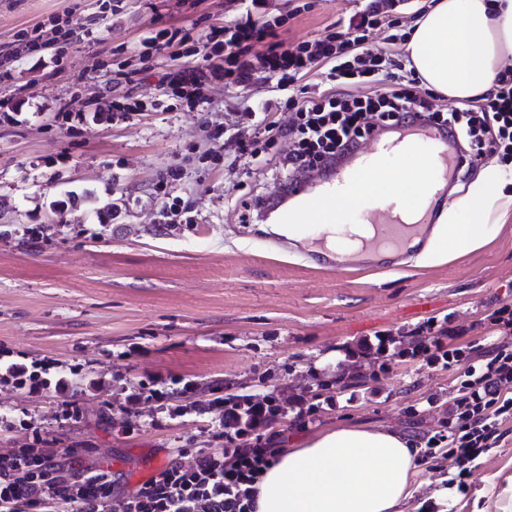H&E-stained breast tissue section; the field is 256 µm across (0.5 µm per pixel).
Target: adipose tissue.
I'll list each match as a JSON object with an SVG mask.
<instances>
[{"instance_id":"obj_1","label":"adipose tissue","mask_w":512,"mask_h":512,"mask_svg":"<svg viewBox=\"0 0 512 512\" xmlns=\"http://www.w3.org/2000/svg\"><path fill=\"white\" fill-rule=\"evenodd\" d=\"M423 83L448 98L482 96L505 64H512V0H436L415 23L407 45ZM400 175L376 174L372 193H398L416 203L430 179L425 159L400 161ZM512 210L496 171H488L448 204L438 239L443 252H459L486 235L482 214ZM420 467L417 451L394 431L339 427L277 454L256 483L255 512H397L412 498Z\"/></svg>"}]
</instances>
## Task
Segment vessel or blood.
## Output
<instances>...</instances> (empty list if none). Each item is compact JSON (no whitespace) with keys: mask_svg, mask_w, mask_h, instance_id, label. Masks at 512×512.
Segmentation results:
<instances>
[{"mask_svg":"<svg viewBox=\"0 0 512 512\" xmlns=\"http://www.w3.org/2000/svg\"><path fill=\"white\" fill-rule=\"evenodd\" d=\"M414 154L425 155L432 173L415 210L392 192L366 196L376 173ZM463 160L454 130L421 122L399 126L312 177L289 180L287 193L264 197L258 210L296 228L294 252L321 269L395 271L432 246L437 209Z\"/></svg>","mask_w":512,"mask_h":512,"instance_id":"b4317fda","label":"vessel or blood"}]
</instances>
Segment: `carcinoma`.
<instances>
[{
  "label": "carcinoma",
  "mask_w": 512,
  "mask_h": 512,
  "mask_svg": "<svg viewBox=\"0 0 512 512\" xmlns=\"http://www.w3.org/2000/svg\"><path fill=\"white\" fill-rule=\"evenodd\" d=\"M28 382L48 384L36 372L18 374L10 368L0 376L1 386L12 383L21 387ZM50 446V441L36 437L5 455L0 454V512H16L14 505L21 500L24 501L23 512H40L44 508L40 492L42 487L54 483V478L49 471L36 467L34 460ZM223 469L222 452L209 454L203 461L197 459L188 465L172 467L158 479L145 484L120 507L122 512H156L154 485L164 483L169 474L177 473L187 488L182 502L183 512H214V501L221 491V482L214 474ZM54 493L56 503L64 506L63 512H114L112 482L98 473L86 476L78 473L71 481L57 485Z\"/></svg>",
  "instance_id": "carcinoma-1"
}]
</instances>
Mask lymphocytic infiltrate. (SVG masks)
<instances>
[{
  "mask_svg": "<svg viewBox=\"0 0 512 512\" xmlns=\"http://www.w3.org/2000/svg\"><path fill=\"white\" fill-rule=\"evenodd\" d=\"M309 0H228L232 20L198 36L193 28L163 29L145 38L147 48L176 45L185 62L170 73L175 95L193 110H202L207 91L223 84L226 92L245 94L266 88L258 103L235 114L234 123L208 130L224 142L229 168L241 159L256 166L269 163L289 176L315 171L345 149L366 143L378 128L419 120L435 127L453 126L472 160H512V70L499 72L477 104L452 111L435 108V93L423 87L410 59L395 50L409 39L407 27L417 20L409 0H355L348 17L310 41L285 43L277 30ZM386 28L382 44L369 40L370 30ZM324 75L328 86L309 88L302 79ZM288 113L287 122L272 120ZM287 144V153L277 152ZM488 328L481 347L453 343L451 329L429 319L430 361L456 370L457 394L448 407L443 430L419 450L422 462H448L449 486L465 489L472 464L500 447L503 422L512 420V304L484 318ZM253 420L240 433L237 412L224 408V498L218 512H254V485L275 453L265 430L268 400L253 402Z\"/></svg>",
  "mask_w": 512,
  "mask_h": 512,
  "instance_id": "1",
  "label": "lymphocytic infiltrate"
}]
</instances>
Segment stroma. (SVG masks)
I'll return each instance as SVG.
<instances>
[{"instance_id": "35a3bbf8", "label": "stroma", "mask_w": 512, "mask_h": 512, "mask_svg": "<svg viewBox=\"0 0 512 512\" xmlns=\"http://www.w3.org/2000/svg\"><path fill=\"white\" fill-rule=\"evenodd\" d=\"M123 2L116 14L112 0H0V54H18L0 82L15 112L0 121V368L52 378L46 389L0 386V418L27 424L0 431V453L36 435L57 448L111 449L114 498L128 499L175 463L222 451L213 430L223 408L168 412L170 393L191 383L277 398L287 411L267 429L277 448L339 426L411 440L441 429L455 374L402 350L432 317L459 343L482 344L480 319L512 303V213H490L488 240L461 255L429 252L392 272L325 271L264 248L269 220L239 223L234 202L268 195L283 176L270 165L225 181L224 145L201 127L231 120L223 86L193 112L164 81L182 64L174 49L143 64L132 56L149 32L230 21L225 0ZM352 5L316 0L281 37L313 39ZM56 16L74 28L96 16L100 26L59 60L22 51L18 32L51 38ZM127 96L140 109L113 118L112 101ZM76 112L84 120L73 126ZM173 165L181 180L158 193ZM167 201L187 206L190 223H165ZM380 340L384 352H364ZM144 384L154 397H138ZM300 397L316 405L313 416L298 417ZM69 405L80 420L65 417ZM107 405L108 422L99 417ZM501 429L502 447L475 461L465 491L446 488L447 464L428 463L400 512H498L494 491L512 477V421Z\"/></svg>"}]
</instances>
